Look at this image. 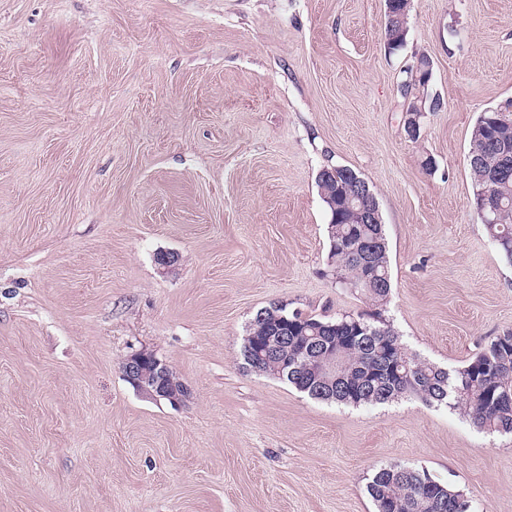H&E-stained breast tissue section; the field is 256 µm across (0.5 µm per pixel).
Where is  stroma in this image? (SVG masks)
Wrapping results in <instances>:
<instances>
[{
    "label": "stroma",
    "mask_w": 512,
    "mask_h": 512,
    "mask_svg": "<svg viewBox=\"0 0 512 512\" xmlns=\"http://www.w3.org/2000/svg\"><path fill=\"white\" fill-rule=\"evenodd\" d=\"M384 27L385 0H0V512H374L391 463L512 512V437L317 401L240 355L270 303L372 309L328 266L329 164L376 196L409 353L454 369L512 330L468 162L512 99V0H412L395 52ZM422 56L443 106L413 140ZM143 348L181 406L125 380Z\"/></svg>",
    "instance_id": "1"
}]
</instances>
